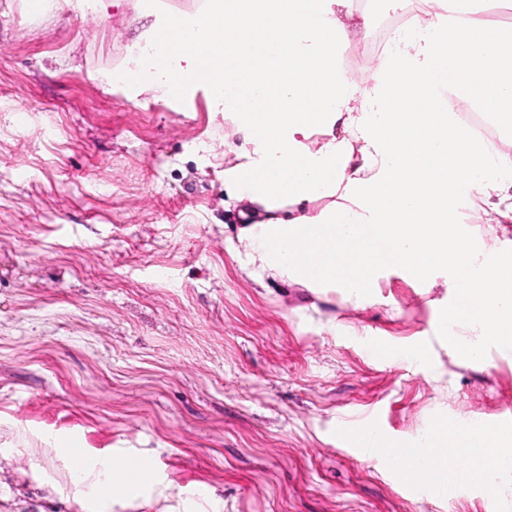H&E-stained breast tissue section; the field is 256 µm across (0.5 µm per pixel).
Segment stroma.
Segmentation results:
<instances>
[{
  "label": "stroma",
  "mask_w": 512,
  "mask_h": 512,
  "mask_svg": "<svg viewBox=\"0 0 512 512\" xmlns=\"http://www.w3.org/2000/svg\"><path fill=\"white\" fill-rule=\"evenodd\" d=\"M196 0L78 4L33 17L0 0V512H512L416 492L360 459L341 424L420 443L440 419L512 415V350L474 359L439 337L450 290L393 269L363 295L258 276L238 252L224 171L243 135L194 84L180 107L148 82L104 86L127 50ZM415 0H351L344 57L362 70L387 16ZM457 222L512 238L478 194ZM426 346L429 362L400 360ZM123 455L138 492L74 480Z\"/></svg>",
  "instance_id": "1"
}]
</instances>
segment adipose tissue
Wrapping results in <instances>:
<instances>
[{"instance_id": "adipose-tissue-1", "label": "adipose tissue", "mask_w": 512, "mask_h": 512, "mask_svg": "<svg viewBox=\"0 0 512 512\" xmlns=\"http://www.w3.org/2000/svg\"><path fill=\"white\" fill-rule=\"evenodd\" d=\"M455 3L448 22L402 37L363 87L343 77L350 0H208L186 25V46L165 52L177 66L153 57L139 77L206 83L228 109L252 100L233 115L245 145L224 190L265 214L240 239L257 271L303 280L302 260L316 250L335 285L369 257L421 281L441 275L454 322L501 343L512 336V241L485 249L448 210L474 191L496 198L498 223L511 224L512 154L439 106L444 91L465 93L511 132L512 58L493 51L505 31L488 20V0ZM359 97L371 109L354 111ZM322 199L324 210L306 214ZM456 436L512 464L511 436L472 424Z\"/></svg>"}]
</instances>
